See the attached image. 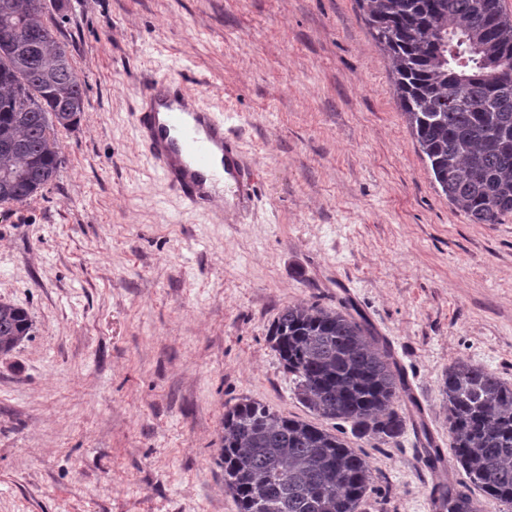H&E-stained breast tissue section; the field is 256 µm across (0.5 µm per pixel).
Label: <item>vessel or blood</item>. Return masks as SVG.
Wrapping results in <instances>:
<instances>
[{
  "label": "vessel or blood",
  "instance_id": "b4317fda",
  "mask_svg": "<svg viewBox=\"0 0 512 512\" xmlns=\"http://www.w3.org/2000/svg\"><path fill=\"white\" fill-rule=\"evenodd\" d=\"M137 96V138L169 190L189 208L220 213L223 201L206 185L227 177L236 214L246 213L256 199L257 175L223 114L205 105L201 92L170 77L144 84Z\"/></svg>",
  "mask_w": 512,
  "mask_h": 512
}]
</instances>
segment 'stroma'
<instances>
[{"label":"stroma","mask_w":512,"mask_h":512,"mask_svg":"<svg viewBox=\"0 0 512 512\" xmlns=\"http://www.w3.org/2000/svg\"><path fill=\"white\" fill-rule=\"evenodd\" d=\"M87 83L55 180L0 204V299L33 333L0 356V512H237L225 411L312 420L268 341L279 311L348 302L449 449V366L512 383V214L475 224L421 159L358 0H46ZM201 90L259 173L223 222L154 174L138 86ZM366 512H430L426 447L349 437Z\"/></svg>","instance_id":"obj_1"}]
</instances>
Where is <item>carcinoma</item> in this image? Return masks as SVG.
Masks as SVG:
<instances>
[{
	"mask_svg": "<svg viewBox=\"0 0 512 512\" xmlns=\"http://www.w3.org/2000/svg\"><path fill=\"white\" fill-rule=\"evenodd\" d=\"M391 55L398 99L417 150L448 201L475 224L512 214V19L501 0H360ZM86 83L48 25L43 0H0V204L55 179L57 127L77 124ZM27 311L0 300V356L32 335ZM298 399L357 438L388 442L407 426L441 459L391 349L345 301L284 307L268 331ZM453 457L485 495L512 504V385L456 362L442 385ZM224 486L238 512H364L373 472L346 440L243 399L224 413ZM437 512H477L450 481Z\"/></svg>",
	"mask_w": 512,
	"mask_h": 512,
	"instance_id": "obj_1",
	"label": "carcinoma"
}]
</instances>
